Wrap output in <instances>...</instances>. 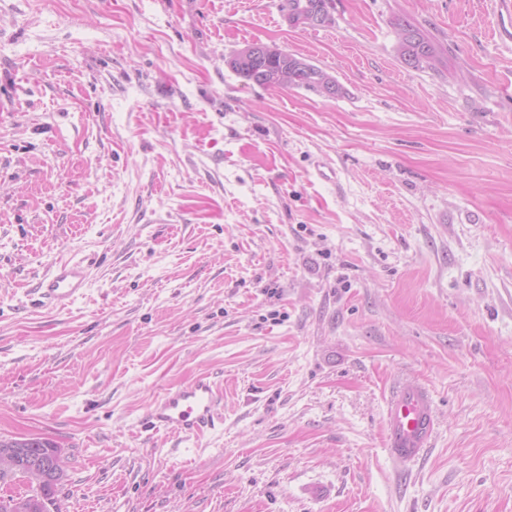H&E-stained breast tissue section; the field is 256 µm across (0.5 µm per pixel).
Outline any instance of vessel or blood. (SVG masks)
<instances>
[{"instance_id": "1", "label": "vessel or blood", "mask_w": 512, "mask_h": 512, "mask_svg": "<svg viewBox=\"0 0 512 512\" xmlns=\"http://www.w3.org/2000/svg\"><path fill=\"white\" fill-rule=\"evenodd\" d=\"M87 275L75 262H58L40 279L37 291L41 302L67 308L85 289ZM223 406L216 385L196 379L157 398L145 420L153 429L171 430L187 437H200L214 428ZM434 430L433 401L429 391L416 383L395 386L387 411L386 445L390 455L408 463L424 455Z\"/></svg>"}]
</instances>
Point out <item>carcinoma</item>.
<instances>
[{
	"label": "carcinoma",
	"mask_w": 512,
	"mask_h": 512,
	"mask_svg": "<svg viewBox=\"0 0 512 512\" xmlns=\"http://www.w3.org/2000/svg\"><path fill=\"white\" fill-rule=\"evenodd\" d=\"M322 0H282L281 11L294 21L305 24L304 16L313 10ZM398 38V51L401 61H414L413 68H433L439 63L438 52L433 40L417 25L403 17L391 21ZM233 71L245 80L252 73L262 69L265 72V87L304 89L318 91L324 79L330 73L311 63L304 57L273 49L269 56H257L249 47L233 54ZM58 451L51 441L35 437L29 441L23 439H0V482L6 479L23 478L28 466L38 463L49 465L51 456ZM48 480L37 485L34 494L0 497V512H51L56 507L55 495L64 477L47 471Z\"/></svg>",
	"instance_id": "1"
}]
</instances>
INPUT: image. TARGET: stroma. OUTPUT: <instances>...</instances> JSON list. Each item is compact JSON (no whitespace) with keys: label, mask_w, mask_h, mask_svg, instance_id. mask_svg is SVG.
Listing matches in <instances>:
<instances>
[{"label":"stroma","mask_w":512,"mask_h":512,"mask_svg":"<svg viewBox=\"0 0 512 512\" xmlns=\"http://www.w3.org/2000/svg\"><path fill=\"white\" fill-rule=\"evenodd\" d=\"M280 3L0 0V436L62 449L60 512H512V35L493 0ZM252 42L342 95L246 81ZM69 260L84 295L39 304ZM203 376L223 426L142 429ZM330 1H322V0H283L281 3V11L284 16L287 15L288 19L293 20L292 24L294 25H304L307 24L304 21V16H306L310 11L313 10L316 3H325ZM398 38L401 61H414L413 69L434 68L439 63L433 40L407 18L396 17L391 22ZM434 430L433 401L416 383L402 382L393 389L387 411L386 445L391 456L415 463L424 455Z\"/></svg>","instance_id":"stroma-1"}]
</instances>
